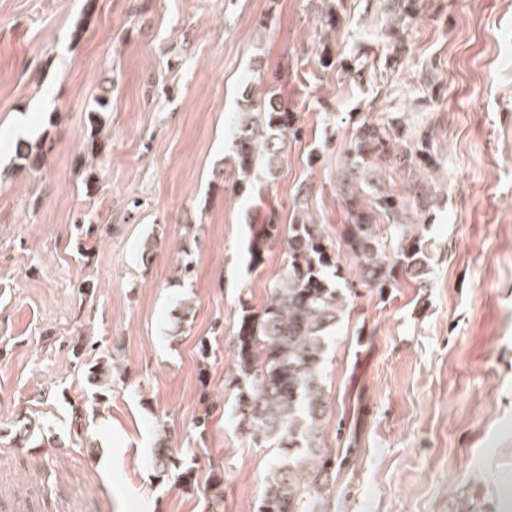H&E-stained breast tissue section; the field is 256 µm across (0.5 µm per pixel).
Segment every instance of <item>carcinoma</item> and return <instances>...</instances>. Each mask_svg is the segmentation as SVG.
Listing matches in <instances>:
<instances>
[{
  "mask_svg": "<svg viewBox=\"0 0 512 512\" xmlns=\"http://www.w3.org/2000/svg\"><path fill=\"white\" fill-rule=\"evenodd\" d=\"M260 104L244 98L232 140V158L240 172L238 191L255 188L261 178H271L287 155L286 133L298 137L294 112L279 93L281 75ZM111 111V100L98 96L90 107L94 125ZM387 131L365 121L357 129L348 163L338 176V194L348 214L339 236L356 259L354 277L385 294L400 276L418 278L427 271L421 237L406 230L401 221L404 203L392 194L360 199L356 186L367 182L378 164H397L409 155L388 149ZM106 149L98 131L92 130L80 158L97 157ZM52 146L20 143L18 167L38 169ZM288 225V263L272 285L266 304L256 309L242 299L236 331L237 369L235 388L236 426L253 444L278 449L277 458L264 478L258 512H316L311 485L327 467L320 455L319 427L325 414L323 365L330 337L344 316L347 278L339 253L323 225L310 210L309 194L300 195ZM382 214L399 239L400 254L391 258L376 235V215ZM251 264L263 262L265 244L281 233L278 214L268 211L252 228ZM10 440L23 448L53 446L55 436L28 416H18ZM154 465L165 471L177 467L166 441L158 442Z\"/></svg>",
  "mask_w": 512,
  "mask_h": 512,
  "instance_id": "obj_1",
  "label": "carcinoma"
}]
</instances>
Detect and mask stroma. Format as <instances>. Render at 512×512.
<instances>
[{"label": "stroma", "mask_w": 512, "mask_h": 512, "mask_svg": "<svg viewBox=\"0 0 512 512\" xmlns=\"http://www.w3.org/2000/svg\"><path fill=\"white\" fill-rule=\"evenodd\" d=\"M281 70L299 136L238 193L243 97ZM106 91L109 147L79 161ZM363 121L410 157L358 192L403 199L428 267L349 282L317 512H512V0H0V512H257L277 451L237 429L229 381L239 299L263 307L288 256L281 236L251 266L252 226L306 191L335 235ZM22 140L51 142L40 169ZM21 413L59 447L10 442ZM161 430L178 469L151 464ZM52 150V145L30 146L28 144L19 143L16 146V158L20 161L19 168L38 169L41 168L46 160V155Z\"/></svg>", "instance_id": "obj_1"}]
</instances>
